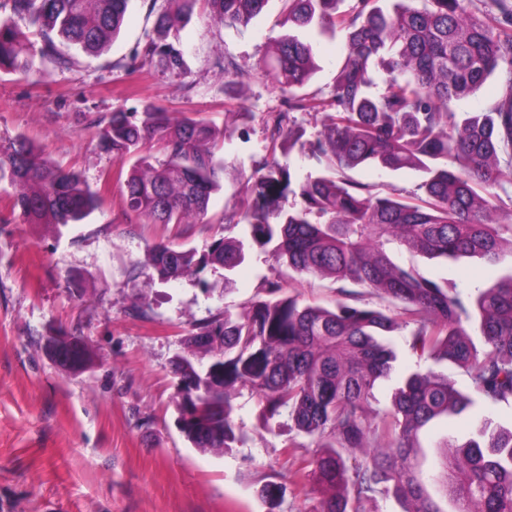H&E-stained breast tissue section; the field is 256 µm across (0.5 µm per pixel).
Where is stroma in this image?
Masks as SVG:
<instances>
[{
    "instance_id": "obj_1",
    "label": "stroma",
    "mask_w": 512,
    "mask_h": 512,
    "mask_svg": "<svg viewBox=\"0 0 512 512\" xmlns=\"http://www.w3.org/2000/svg\"><path fill=\"white\" fill-rule=\"evenodd\" d=\"M151 0H132L120 36L99 56L76 54L70 68L50 63L34 78L0 71V145L32 140L55 163L78 171L101 196L83 223L55 232L26 224L6 202L0 182V512H315L310 482L294 486L289 471L305 467L314 447L303 435L268 432L255 397L236 400L243 444L213 455L188 443L172 404V360L185 336L222 312L242 313L270 283L300 304L334 306L333 279L279 266L260 248L231 274L206 268L168 282L149 281L146 259L159 240L203 248L219 219L237 205L245 178L268 152L267 122L285 110L280 85L259 63L284 34L280 4L247 27L228 28L195 8L170 41L186 68H134L129 55L152 29ZM318 69L307 91L329 93L347 48L342 34L311 30ZM237 74L224 81V63ZM154 102L168 113L196 114L224 133L226 168L209 203V223L163 227L126 211L119 170L130 160L104 152L95 120ZM397 260L423 275L485 287L494 268L473 259L438 263L409 253ZM84 337L94 353L85 371L61 370L45 355L47 332ZM512 429V405L468 410L436 425L459 441L475 437L483 418ZM285 486L278 504L260 485Z\"/></svg>"
}]
</instances>
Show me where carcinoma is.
Returning <instances> with one entry per match:
<instances>
[{
  "label": "carcinoma",
  "mask_w": 512,
  "mask_h": 512,
  "mask_svg": "<svg viewBox=\"0 0 512 512\" xmlns=\"http://www.w3.org/2000/svg\"><path fill=\"white\" fill-rule=\"evenodd\" d=\"M131 0H0V70L28 74L35 58L66 68L67 44L96 54L119 34ZM153 29L133 48L132 63L170 72L185 68L183 51L166 41L172 22L198 0H166ZM213 18L246 27L269 0H204ZM283 0L281 25L260 68L281 84L288 111L267 126L269 153L247 176L240 207L224 213V232L204 248L151 247L150 277L178 279L208 266L233 271L244 263L243 240L227 235L248 226L252 244L293 271L341 283L332 308L292 297L257 299L241 314L224 312L184 340L173 359L179 377L175 410L195 448L224 452L242 441L235 399L255 396L264 422L286 417L312 438L310 482L317 512H368L391 495L401 512H512V430L486 422L462 443L445 436L431 473L418 462L419 434L435 419L469 408L512 405V270L488 288L465 291L405 268L406 249L428 260L479 258L491 267L512 260V211L497 213L512 169V0H492L477 14L473 0ZM313 28L340 31L347 54L330 92L303 91L317 70ZM386 77L371 91L369 65ZM501 74L498 98L484 112H457L455 101ZM295 112L329 118L315 139L294 137ZM220 132L189 115L173 121L161 107L113 112L98 130L102 150L136 158L124 179L128 212L147 224H202L224 165ZM320 167L294 182L277 153L295 146ZM157 148L155 166L144 154ZM364 166L421 173L412 191L386 192L355 181ZM15 189L11 209L26 224L61 230L83 221L98 194L74 171L50 162L25 137L0 150V182ZM294 203L284 207L288 196ZM365 288L386 305L352 302L347 286ZM479 322L476 345L466 324ZM407 330L416 359L390 407L371 406L379 381L394 371L396 352L378 337ZM209 356L203 367L198 356ZM55 363L73 373L92 363L81 337ZM446 363L466 377L464 388L438 372Z\"/></svg>",
  "instance_id": "1"
}]
</instances>
